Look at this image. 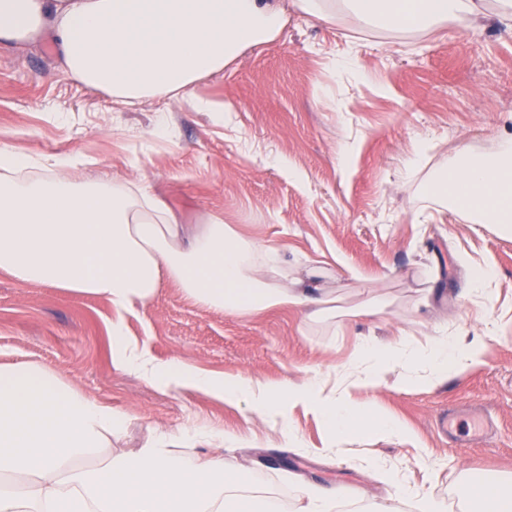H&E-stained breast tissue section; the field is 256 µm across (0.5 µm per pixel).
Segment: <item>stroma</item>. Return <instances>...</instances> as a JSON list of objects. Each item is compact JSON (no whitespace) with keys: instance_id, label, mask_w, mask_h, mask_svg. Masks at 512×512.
Masks as SVG:
<instances>
[{"instance_id":"obj_1","label":"stroma","mask_w":512,"mask_h":512,"mask_svg":"<svg viewBox=\"0 0 512 512\" xmlns=\"http://www.w3.org/2000/svg\"><path fill=\"white\" fill-rule=\"evenodd\" d=\"M494 9L483 0L475 29L463 32L385 29L343 13L325 23L292 8L279 36L245 49L190 96L134 109L62 75L50 38L0 48V141L35 158H80L70 175L81 182L149 184L188 232L221 214L243 237L283 249L294 276L320 268L321 287L335 289L347 311L320 323L289 308L237 316L166 285L149 308L125 317L128 335L157 361L300 383L333 373L369 336L404 332L422 342L448 329L484 343L477 364L440 385L357 392L371 415H394L409 437L356 435L335 450L307 408L268 421L246 402L119 370L105 299L0 272V365L41 364L127 419L85 466L138 451L161 432L192 454L223 452L284 499L282 512H296L309 484L347 491L369 512H417L422 496L463 512L465 475L512 478V237L423 200L461 147L490 154L512 136V34ZM345 53L350 68L334 69ZM198 97L223 106L230 125L196 111ZM161 116L169 136L155 139ZM421 140L426 157L407 172ZM485 264L495 279L479 296L472 277ZM448 410L461 426H487L486 437L468 444L443 433L438 420ZM287 424L304 449L289 447ZM199 428L229 440L220 448L195 440ZM367 457L396 472L397 484L375 479Z\"/></svg>"}]
</instances>
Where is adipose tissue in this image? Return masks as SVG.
<instances>
[{"mask_svg": "<svg viewBox=\"0 0 512 512\" xmlns=\"http://www.w3.org/2000/svg\"><path fill=\"white\" fill-rule=\"evenodd\" d=\"M306 16L331 20L337 7L361 23L421 27L452 21L472 29L476 0H294ZM288 22L283 0H0V44L22 47L50 35L62 75L132 106L185 94L221 73L245 48L278 36ZM71 157L40 163L0 143V270L22 282L104 298L112 306L115 365L153 383L249 399L262 417L285 419L302 405L335 442L364 433L407 436L392 416L370 417L354 392L380 384L386 371L404 385L435 386L479 362L482 347L455 333L417 343L358 345L335 380L261 383L215 376L178 363L158 364L129 339L125 316L146 308L163 284L195 303L250 315L280 307L318 320L335 297L312 281L289 278L280 249L244 239L221 215L181 236L175 213L151 187L68 175ZM436 195L475 224L512 233V139L495 153L460 149L437 180ZM125 421L36 363L0 366V512H278L255 489L251 472L224 457L177 454L158 435L135 453L80 466L108 448ZM471 512H512L505 480L468 479L458 488Z\"/></svg>", "mask_w": 512, "mask_h": 512, "instance_id": "adipose-tissue-1", "label": "adipose tissue"}]
</instances>
